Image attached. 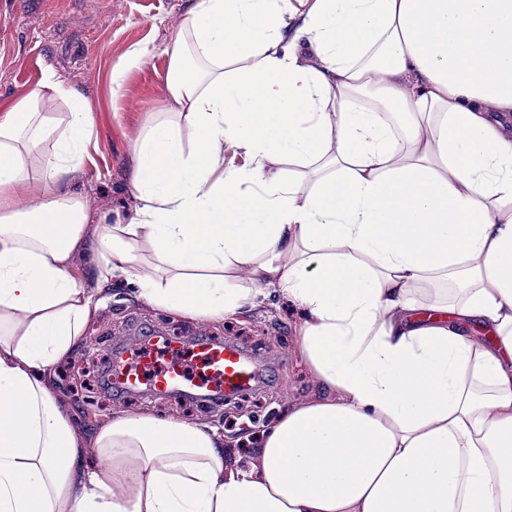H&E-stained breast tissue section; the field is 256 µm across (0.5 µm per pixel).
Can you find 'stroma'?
Listing matches in <instances>:
<instances>
[{
    "label": "stroma",
    "instance_id": "stroma-1",
    "mask_svg": "<svg viewBox=\"0 0 512 512\" xmlns=\"http://www.w3.org/2000/svg\"><path fill=\"white\" fill-rule=\"evenodd\" d=\"M195 0H0V108L24 87L35 86L45 67L86 100L94 124L91 162L65 176L62 190H78L94 212L115 219L133 210L127 161L148 111H163L166 58L163 47L181 27ZM145 46L149 57L129 70L121 86H113L112 71L134 47ZM101 308L90 322L85 343L68 370L91 384L93 405L77 408L86 434H94L116 411L152 409L185 413L189 400L150 394H113L103 386V368L115 347L138 343L145 329L169 332L191 340L200 336L242 341L264 365V379L254 392L232 399L230 405L209 404L195 422L236 437L244 423L246 404L257 417L271 418L287 403L306 398L312 390L307 370L291 342L302 318L285 301L272 299L240 317L200 321L167 315L138 298L127 286L95 284Z\"/></svg>",
    "mask_w": 512,
    "mask_h": 512
}]
</instances>
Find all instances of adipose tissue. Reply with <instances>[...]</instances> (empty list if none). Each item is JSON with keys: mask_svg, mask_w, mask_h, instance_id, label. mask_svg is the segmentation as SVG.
<instances>
[{"mask_svg": "<svg viewBox=\"0 0 512 512\" xmlns=\"http://www.w3.org/2000/svg\"><path fill=\"white\" fill-rule=\"evenodd\" d=\"M163 53L128 220L56 188L93 120L53 69L0 109V512H512V0H196ZM78 254L176 317L282 295L315 395L237 456L149 410L85 439Z\"/></svg>", "mask_w": 512, "mask_h": 512, "instance_id": "obj_1", "label": "adipose tissue"}]
</instances>
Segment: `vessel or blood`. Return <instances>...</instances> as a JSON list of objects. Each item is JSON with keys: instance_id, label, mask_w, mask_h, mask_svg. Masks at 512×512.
I'll use <instances>...</instances> for the list:
<instances>
[{"instance_id": "vessel-or-blood-1", "label": "vessel or blood", "mask_w": 512, "mask_h": 512, "mask_svg": "<svg viewBox=\"0 0 512 512\" xmlns=\"http://www.w3.org/2000/svg\"><path fill=\"white\" fill-rule=\"evenodd\" d=\"M182 345L159 334L135 348L116 353L108 379L114 390L137 394L150 390L165 397L202 393L235 395L251 390L262 370L242 347L232 342L207 340L191 348V367L176 358Z\"/></svg>"}]
</instances>
